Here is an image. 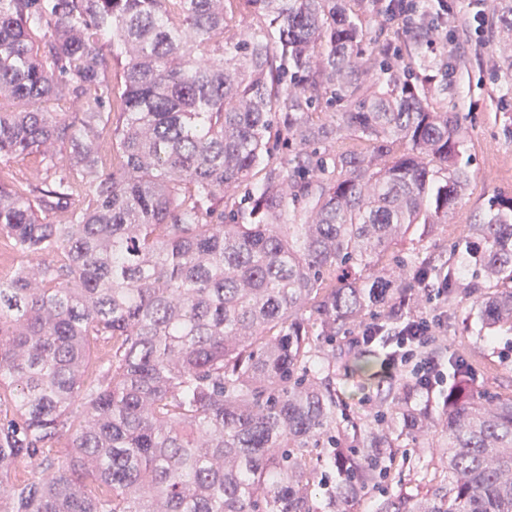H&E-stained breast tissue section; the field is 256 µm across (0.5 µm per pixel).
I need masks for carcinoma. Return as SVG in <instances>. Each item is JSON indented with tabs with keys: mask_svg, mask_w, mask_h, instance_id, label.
Listing matches in <instances>:
<instances>
[{
	"mask_svg": "<svg viewBox=\"0 0 512 512\" xmlns=\"http://www.w3.org/2000/svg\"><path fill=\"white\" fill-rule=\"evenodd\" d=\"M357 8L399 20L389 0H0V249L22 258L0 270V512H314L327 463L331 512H358L396 419L417 439L431 416L399 397L343 427L327 346L439 286L512 332V198L456 237L468 283L423 255L470 185L431 18L402 23L408 57L375 47L371 91ZM449 361L446 487L376 512H512V393Z\"/></svg>",
	"mask_w": 512,
	"mask_h": 512,
	"instance_id": "1",
	"label": "carcinoma"
}]
</instances>
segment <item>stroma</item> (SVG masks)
<instances>
[{
    "mask_svg": "<svg viewBox=\"0 0 512 512\" xmlns=\"http://www.w3.org/2000/svg\"><path fill=\"white\" fill-rule=\"evenodd\" d=\"M480 17L471 21L468 39L458 34L459 13L450 7L438 13L436 0H429L428 12L438 13L434 45L447 53L455 68L454 91L448 97L449 111L461 113L470 132L465 153L469 161L471 183L448 221L464 225L483 217L489 201L496 196H512V91L498 70L508 51L498 44V22L493 19L492 0H481ZM448 322V350L473 357L474 386L485 393L512 392V332L499 330L486 334L481 330L477 308L461 299L453 306ZM361 349L350 338L336 343V387L343 398V410L354 421L373 420L381 410L382 395L390 381L380 368L371 376H358L353 366L361 358ZM402 472L381 483V490L414 495L422 492L418 472L420 464L436 454L420 442H407Z\"/></svg>",
    "mask_w": 512,
    "mask_h": 512,
    "instance_id": "stroma-1",
    "label": "stroma"
}]
</instances>
